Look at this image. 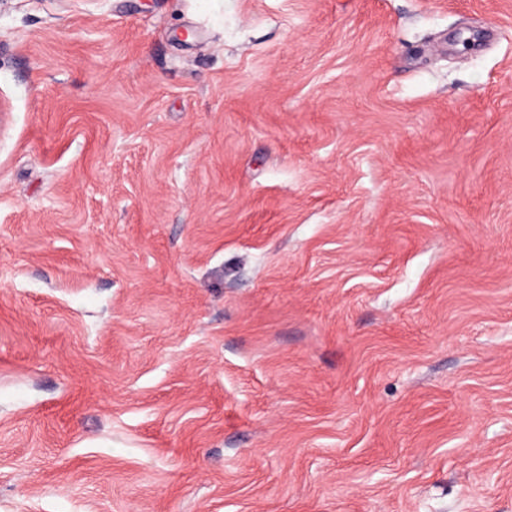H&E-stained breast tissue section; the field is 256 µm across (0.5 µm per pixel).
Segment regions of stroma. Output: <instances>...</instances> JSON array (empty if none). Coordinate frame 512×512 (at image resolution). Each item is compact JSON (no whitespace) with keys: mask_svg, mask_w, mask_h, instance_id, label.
<instances>
[{"mask_svg":"<svg viewBox=\"0 0 512 512\" xmlns=\"http://www.w3.org/2000/svg\"><path fill=\"white\" fill-rule=\"evenodd\" d=\"M0 512H512V0H0Z\"/></svg>","mask_w":512,"mask_h":512,"instance_id":"35a3bbf8","label":"stroma"}]
</instances>
